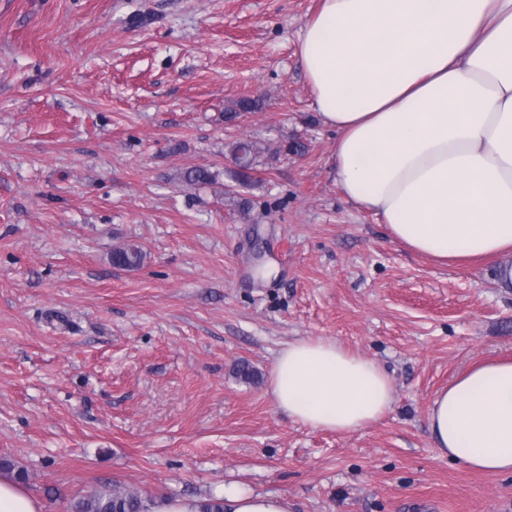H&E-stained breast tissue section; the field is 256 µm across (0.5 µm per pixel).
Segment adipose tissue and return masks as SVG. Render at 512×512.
I'll return each mask as SVG.
<instances>
[{
  "mask_svg": "<svg viewBox=\"0 0 512 512\" xmlns=\"http://www.w3.org/2000/svg\"><path fill=\"white\" fill-rule=\"evenodd\" d=\"M297 56L337 132L344 197L407 249L493 259L512 288V0H319ZM271 392L293 421L339 433L391 406L386 371L336 343L290 342ZM440 456L512 473V360L476 364L430 406ZM224 512H291L286 497L228 490Z\"/></svg>",
  "mask_w": 512,
  "mask_h": 512,
  "instance_id": "obj_1",
  "label": "adipose tissue"
}]
</instances>
